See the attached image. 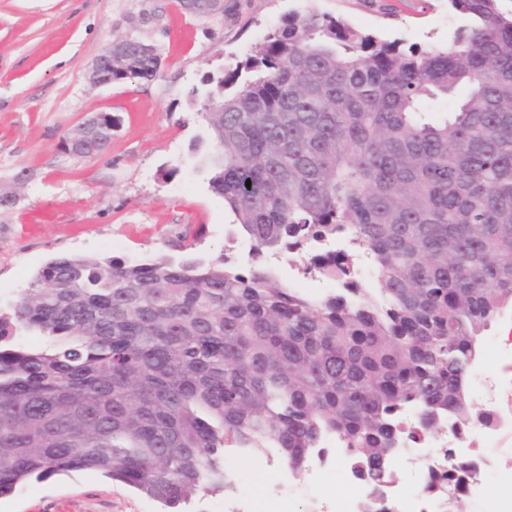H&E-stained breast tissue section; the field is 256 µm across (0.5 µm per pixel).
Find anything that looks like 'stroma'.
I'll use <instances>...</instances> for the list:
<instances>
[{"mask_svg": "<svg viewBox=\"0 0 512 512\" xmlns=\"http://www.w3.org/2000/svg\"><path fill=\"white\" fill-rule=\"evenodd\" d=\"M314 10L402 48L444 47L462 25L448 0H224L221 14L200 18L180 0H0V189L28 169L21 201L0 209V303L17 298L51 258L126 261L193 255L208 263L233 255L242 235L223 197L210 186L215 153L204 119L219 79L291 13ZM156 47L155 77L94 87L87 72L114 40ZM119 116L112 145L79 158L66 154L68 133L95 112ZM512 311L482 336L494 384L469 382L475 408L512 386ZM482 495L463 512H483L485 498L512 512V443L488 449ZM239 496L261 499L278 467L265 455L248 464L229 457ZM164 512L130 487L74 471L0 497V512Z\"/></svg>", "mask_w": 512, "mask_h": 512, "instance_id": "35a3bbf8", "label": "stroma"}]
</instances>
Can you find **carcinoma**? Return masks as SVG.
I'll return each mask as SVG.
<instances>
[{"instance_id": "1", "label": "carcinoma", "mask_w": 512, "mask_h": 512, "mask_svg": "<svg viewBox=\"0 0 512 512\" xmlns=\"http://www.w3.org/2000/svg\"><path fill=\"white\" fill-rule=\"evenodd\" d=\"M448 2L466 20L451 44L406 51L289 14L203 113L210 186L238 230L336 291L312 298L261 265L62 256L0 310V496L88 470L180 512L238 491L230 454L264 452L295 476L333 438L373 505L403 439L485 421L467 379L512 309V13ZM145 46L127 44L113 81L157 73ZM115 125L105 113L66 151L105 152ZM333 237L351 248L302 254ZM361 250L376 288L353 282ZM19 330L48 346L12 345ZM441 453L425 491L457 512L480 463Z\"/></svg>"}]
</instances>
